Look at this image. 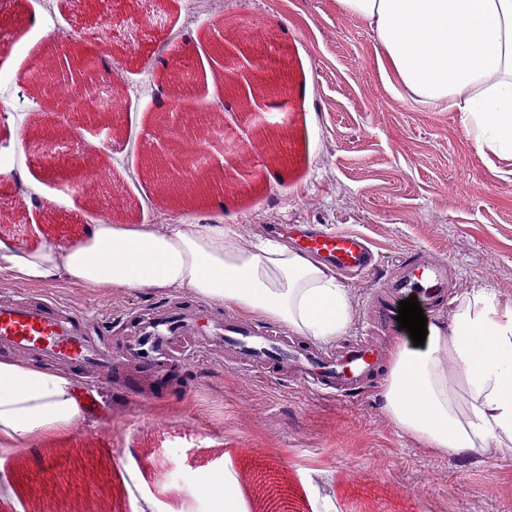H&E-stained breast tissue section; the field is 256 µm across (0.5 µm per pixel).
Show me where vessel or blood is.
Listing matches in <instances>:
<instances>
[{"instance_id":"obj_1","label":"vessel or blood","mask_w":512,"mask_h":512,"mask_svg":"<svg viewBox=\"0 0 512 512\" xmlns=\"http://www.w3.org/2000/svg\"><path fill=\"white\" fill-rule=\"evenodd\" d=\"M300 247L343 272L365 274L372 267L374 253L367 239L356 233L310 235ZM447 286V261L403 260L371 299L373 321L394 331L399 303L410 297L417 298L424 313H433L447 300ZM126 323L128 333L117 357L93 336L87 318L61 305L25 296L0 300L1 347L81 375L109 374L130 361L156 375L174 361L188 363L200 352L221 347L233 354L236 364L252 363L273 375L294 371L314 394L337 398L363 388L386 362L385 353L364 336L328 351L311 342H288L274 331L224 317L202 305L162 306L133 314Z\"/></svg>"}]
</instances>
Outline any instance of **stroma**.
<instances>
[{
	"label": "stroma",
	"instance_id": "1",
	"mask_svg": "<svg viewBox=\"0 0 512 512\" xmlns=\"http://www.w3.org/2000/svg\"><path fill=\"white\" fill-rule=\"evenodd\" d=\"M214 16L187 0H0V146L15 148L23 186L0 177V242L35 247L75 241L101 218L155 224L182 214L230 224L243 245L274 229L351 228L376 246L374 273H337L347 289L348 336L385 347L398 334L372 326L369 302L398 259L415 253L448 263V292L484 288L512 303V160L482 156L458 113L414 102L382 78L367 23L339 12L336 0H224L229 36L275 30L286 49L288 103L252 123L223 99L213 72ZM191 51L197 72L188 94L197 106L224 101L225 141L205 136L215 168L236 190L177 202L163 194L145 160L162 150L188 116L170 112L160 54ZM81 55L107 51L124 84L112 101L122 128L102 119L44 109L24 76L51 46ZM42 109L40 122L28 121ZM77 128L37 159L47 133ZM88 170L104 194L67 187ZM38 194L27 207L23 191ZM50 297L77 313L113 319L103 339L115 344L119 318L186 293L91 288L0 274V296ZM178 394H115L110 376L80 381L99 409L63 438L0 455V512H221L199 488L209 459L248 486L260 473L304 512H512V453L451 458L401 432L384 409L383 390L350 400L318 397L299 383L265 379L224 360L222 349L175 367ZM54 466H47V458Z\"/></svg>",
	"mask_w": 512,
	"mask_h": 512
}]
</instances>
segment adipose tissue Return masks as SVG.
Instances as JSON below:
<instances>
[{
	"label": "adipose tissue",
	"instance_id": "obj_1",
	"mask_svg": "<svg viewBox=\"0 0 512 512\" xmlns=\"http://www.w3.org/2000/svg\"><path fill=\"white\" fill-rule=\"evenodd\" d=\"M368 23L383 77L416 102L459 113L479 153L512 158V0H336ZM0 274L95 288L191 292L316 341L344 335L346 288L283 242L247 247L231 226L176 218L164 228L104 219L71 242L0 243ZM422 349L396 344L383 398L405 434L448 455L512 453V303L454 299ZM81 416L65 372L0 356V453L67 434Z\"/></svg>",
	"mask_w": 512,
	"mask_h": 512
}]
</instances>
